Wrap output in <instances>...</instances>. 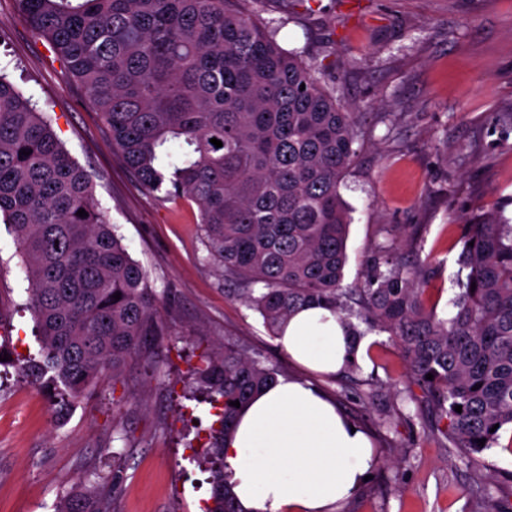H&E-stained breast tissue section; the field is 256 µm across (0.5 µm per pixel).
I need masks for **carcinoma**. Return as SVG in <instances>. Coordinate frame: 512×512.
<instances>
[{
  "label": "carcinoma",
  "mask_w": 512,
  "mask_h": 512,
  "mask_svg": "<svg viewBox=\"0 0 512 512\" xmlns=\"http://www.w3.org/2000/svg\"><path fill=\"white\" fill-rule=\"evenodd\" d=\"M18 5L90 94L142 186L196 204L210 255L238 284L234 299L274 336L312 305L338 314L353 336H361L354 317L387 333L407 361L408 383L446 421L456 456L485 466L480 454L512 427V224L491 211L463 226L466 276L449 319L427 305L430 264L391 249L368 260L363 284L344 288L349 217L339 186L356 157L361 113L299 56L230 0ZM0 217L22 251L41 346V359L28 360L23 373L58 409L154 353L158 310L147 272L112 231L49 118L4 74ZM197 374L215 409L207 512H242L224 463L239 413L229 402L245 405L279 371L226 346L203 356ZM56 512H109V502L102 492L76 491Z\"/></svg>",
  "instance_id": "cac0c4a2"
}]
</instances>
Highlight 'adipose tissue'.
<instances>
[{"instance_id":"adipose-tissue-1","label":"adipose tissue","mask_w":512,"mask_h":512,"mask_svg":"<svg viewBox=\"0 0 512 512\" xmlns=\"http://www.w3.org/2000/svg\"><path fill=\"white\" fill-rule=\"evenodd\" d=\"M277 342L298 365L333 375L361 346L330 309L309 306ZM229 483L244 512H333L375 463L371 442L318 387L282 378L256 394L226 443Z\"/></svg>"}]
</instances>
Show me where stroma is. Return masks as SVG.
Returning a JSON list of instances; mask_svg holds the SVG:
<instances>
[{
    "instance_id": "1",
    "label": "stroma",
    "mask_w": 512,
    "mask_h": 512,
    "mask_svg": "<svg viewBox=\"0 0 512 512\" xmlns=\"http://www.w3.org/2000/svg\"><path fill=\"white\" fill-rule=\"evenodd\" d=\"M285 50L361 112L339 192L351 218L344 287L382 248L426 260L428 296L451 317L461 227L487 210L512 223V0H236ZM0 73L51 119L64 150L157 297L159 348L91 398L54 414L22 368L38 357L23 258L0 223V512H55L73 489L110 488L111 512H204L212 410L192 400L204 353L234 345L281 376L312 382L370 434L372 477L337 512H512V484L459 461L422 391L396 393L407 363L373 331L354 373L294 365L203 239L196 205L146 190L113 148L93 102L0 0Z\"/></svg>"
}]
</instances>
